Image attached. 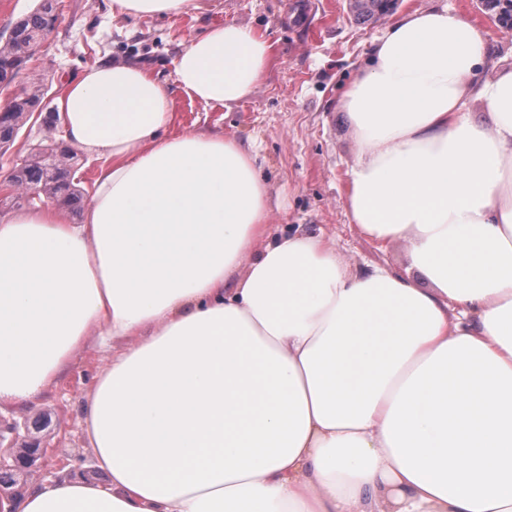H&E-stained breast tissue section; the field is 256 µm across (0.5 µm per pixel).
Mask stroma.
<instances>
[{
	"label": "stroma",
	"instance_id": "1",
	"mask_svg": "<svg viewBox=\"0 0 512 512\" xmlns=\"http://www.w3.org/2000/svg\"><path fill=\"white\" fill-rule=\"evenodd\" d=\"M450 12L490 32L488 68L512 63V29L501 27L481 0H441ZM202 7L176 19L112 17L108 0H55L57 24L16 83L43 85L40 112L52 111L66 80L99 60L140 59L161 80L174 84V61L190 38L207 27L233 21L264 34L277 56L247 101L206 109L175 94L173 133L190 128L220 130L259 146L258 163L267 179L270 219L275 231H300L334 239L344 258L364 268L407 265L405 246L384 247L362 237L350 224L345 192L354 160L353 139L337 100L361 66L370 43L394 13L431 6L432 0H397L394 13L362 25L349 15L347 0H318L313 13L297 0H201ZM61 140L29 119L5 154H0V216L16 212L17 191L3 177L43 138ZM107 357L95 342L78 352L67 374L37 405L0 408V429L16 428L19 444L38 441L50 462L68 474L103 481L93 466L78 399Z\"/></svg>",
	"mask_w": 512,
	"mask_h": 512
}]
</instances>
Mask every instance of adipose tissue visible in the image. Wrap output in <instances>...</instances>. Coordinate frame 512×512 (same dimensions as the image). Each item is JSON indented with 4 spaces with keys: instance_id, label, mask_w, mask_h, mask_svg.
I'll return each instance as SVG.
<instances>
[{
    "instance_id": "ef3b65f1",
    "label": "adipose tissue",
    "mask_w": 512,
    "mask_h": 512,
    "mask_svg": "<svg viewBox=\"0 0 512 512\" xmlns=\"http://www.w3.org/2000/svg\"><path fill=\"white\" fill-rule=\"evenodd\" d=\"M198 0H110L178 17ZM444 7L376 38L338 108L357 146L347 212L407 268L272 235L252 148L171 134L174 91L249 98L274 42L193 37L167 86L100 61L54 107L100 159L80 223L0 218V406L33 402L88 337L124 348L81 395L98 483L31 487L5 512H512V65ZM479 102L472 112L469 101Z\"/></svg>"
}]
</instances>
